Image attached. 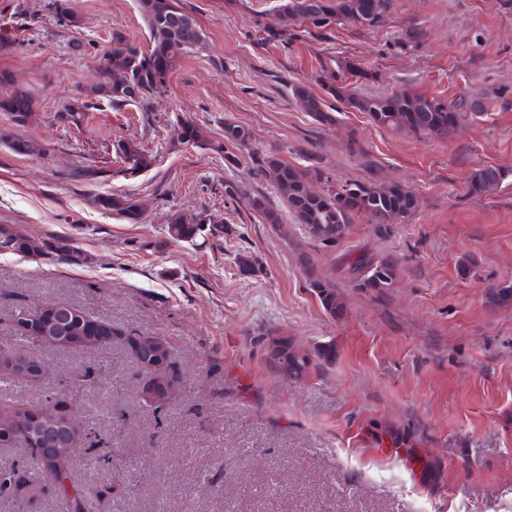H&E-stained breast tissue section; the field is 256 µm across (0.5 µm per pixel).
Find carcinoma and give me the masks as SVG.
<instances>
[{
	"label": "carcinoma",
	"instance_id": "1",
	"mask_svg": "<svg viewBox=\"0 0 512 512\" xmlns=\"http://www.w3.org/2000/svg\"><path fill=\"white\" fill-rule=\"evenodd\" d=\"M142 17L149 31V44L142 46L118 27L112 29L111 51L103 54L99 69V80L85 87L80 97L72 100L57 114L59 122L78 127L84 124L88 112L98 110L102 103L112 108L146 103L167 87L172 70L181 57L192 50L205 46V34L195 19L176 0H138ZM49 6L55 18L65 26H78V16L70 0H51ZM274 9L283 21L278 32H270L272 38L288 41L297 37L288 23L298 22L303 31H328L337 24H351L364 28L383 25L395 10V0H276ZM331 82L327 92L349 108L367 114L381 127L407 129L426 140L448 139L468 116L477 114L472 102L461 96L447 102L443 98L417 95L400 90L387 95L352 92L346 86L336 85V75L326 68ZM292 97L303 111L321 123H332L334 118L325 109L322 97L312 92L306 84H296L291 89ZM34 99L15 83L9 70L0 69V112L8 115L12 125L25 126L32 115ZM177 139L191 146H211L206 128L192 121L177 124ZM248 128L233 122L224 123V144L245 146L250 140ZM0 141L18 155L28 156L38 152L37 145L28 139L10 133H0ZM117 157L126 164L125 171L134 176L153 164V157L133 140L120 141L114 145ZM258 172L277 190L280 198L290 209L297 223L304 226L309 236L325 247H334L349 233L354 216L364 215L374 224L375 234L388 238L393 232L394 220L414 213L419 206L418 197L399 182L378 183L371 181L335 182L316 166L299 168L292 166L274 153L255 159ZM504 179L503 172L492 166L476 169L469 177V192L475 196L494 193ZM312 182L325 184L323 195L306 192ZM224 193L236 200L244 198L262 221L271 226L280 223L278 209L272 207L262 194L248 195L244 188L228 183ZM98 208L120 217L139 208L133 198L115 193L95 197ZM164 232L167 238L178 242H193L209 234L216 237L227 229L214 224L204 213L186 216L180 212L170 214ZM0 250L7 254L24 257L41 256L51 250L63 253L71 265L87 262L86 253L72 244L58 240L49 241L27 235L11 224L0 225ZM307 277L308 287L319 299L323 309L334 314L343 309L344 301L336 292V284L321 276L305 253H300ZM399 271V260L392 254L379 258L355 260L350 267L354 287L377 298L384 297L394 287ZM512 303V285L496 286L486 294V304L491 308L505 307ZM12 334L0 337V354L23 350L34 346L33 309L18 307L11 311ZM140 334L130 332H105L90 337L85 351H97L119 345L130 354L134 348L132 339ZM267 363L272 371L280 373L288 367L289 377L301 380L312 371L332 365L336 361V346L328 343L315 347L311 352L298 349L294 341L286 336L270 334L266 337ZM84 447L87 462L98 468H110L117 460L119 449L105 440L92 426ZM22 454L35 462L36 468L29 474L25 470L0 471V491L12 489L19 494L36 482L45 481L53 470L49 460L40 456L39 449L27 447ZM74 461H69L68 470L57 477L52 487L63 512H100L103 502L112 500L113 485L101 488L84 487L73 478Z\"/></svg>",
	"mask_w": 512,
	"mask_h": 512
}]
</instances>
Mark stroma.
Instances as JSON below:
<instances>
[{
    "label": "stroma",
    "mask_w": 512,
    "mask_h": 512,
    "mask_svg": "<svg viewBox=\"0 0 512 512\" xmlns=\"http://www.w3.org/2000/svg\"><path fill=\"white\" fill-rule=\"evenodd\" d=\"M372 30L335 25L324 35L262 40L277 29L275 0H180L206 35L185 55L165 93L146 108L90 112L83 127L56 114L91 84L113 28L147 44L137 0H73L78 27L54 19L49 0H0L15 43L0 51L31 91L32 120L0 131L36 142L37 155L0 144V224L39 239L81 247L86 264L59 255L0 254V336L12 333L15 305L66 301L126 330L165 337L182 388L161 416L142 398L144 376L119 346L84 356L46 349L53 382L92 365L93 383L74 396L138 466V483L114 490L106 512H512V307L489 308V287L512 285V0H395ZM424 31L416 43L410 27ZM86 43L74 53L72 41ZM346 56L363 77L337 74L362 93L409 90L479 99V117L445 140H421L340 108L321 126L295 104L292 85L323 93V64ZM224 141V123L248 126L245 148L191 147L174 137L177 120ZM357 139L361 155L348 150ZM133 139L154 162L125 173L113 149ZM277 152L288 164L320 166L334 180L391 179L420 198L391 238L363 217L333 248L310 240L253 167ZM369 154L373 167L362 164ZM505 179L487 197L468 192L477 168ZM102 170L93 181L85 168ZM265 195L281 214L264 224L246 200H228L225 182ZM130 195L139 222L106 214L93 198ZM206 212L227 234L172 242L169 213ZM260 264L240 275L237 253ZM306 252L346 300L331 316L306 286ZM392 254L400 277L385 300L355 289L348 264ZM475 258L469 276L461 258ZM274 332L303 348L334 341V365L295 383L267 364ZM405 433L392 444L384 428ZM222 466L210 487L201 476Z\"/></svg>",
    "instance_id": "35a3bbf8"
}]
</instances>
